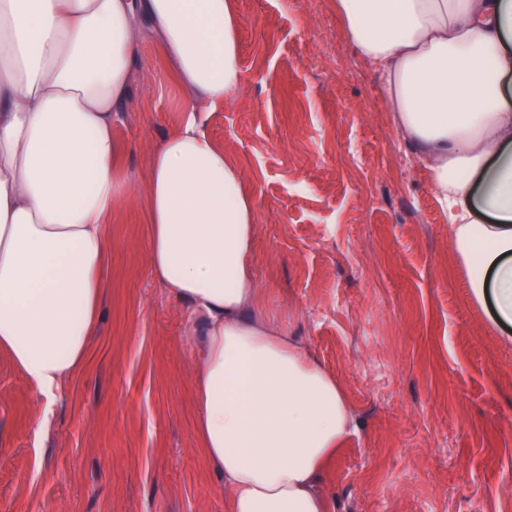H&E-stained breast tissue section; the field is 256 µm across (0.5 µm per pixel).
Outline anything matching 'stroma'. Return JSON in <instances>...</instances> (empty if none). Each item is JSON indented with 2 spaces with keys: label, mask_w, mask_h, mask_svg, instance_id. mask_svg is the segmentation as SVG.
<instances>
[{
  "label": "stroma",
  "mask_w": 512,
  "mask_h": 512,
  "mask_svg": "<svg viewBox=\"0 0 512 512\" xmlns=\"http://www.w3.org/2000/svg\"><path fill=\"white\" fill-rule=\"evenodd\" d=\"M245 83L207 127L257 203L254 272L357 426L325 474L337 512H512V330L478 304L448 218L336 0H235ZM183 89L142 37L112 130L134 183L110 226L90 356L53 401L0 355V512H225L194 430L183 311L149 268V156ZM47 427H39V418Z\"/></svg>",
  "instance_id": "obj_1"
}]
</instances>
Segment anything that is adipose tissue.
Here are the masks:
<instances>
[{
  "label": "adipose tissue",
  "instance_id": "ef3b65f1",
  "mask_svg": "<svg viewBox=\"0 0 512 512\" xmlns=\"http://www.w3.org/2000/svg\"><path fill=\"white\" fill-rule=\"evenodd\" d=\"M429 184L469 286L512 325V0H336ZM146 19L185 92L144 176L146 255L194 339L205 461L228 512H333L353 432L335 376L272 317L256 202L206 115L244 83L233 0H0V353L54 399L89 358L108 227L131 191L112 135Z\"/></svg>",
  "mask_w": 512,
  "mask_h": 512
}]
</instances>
